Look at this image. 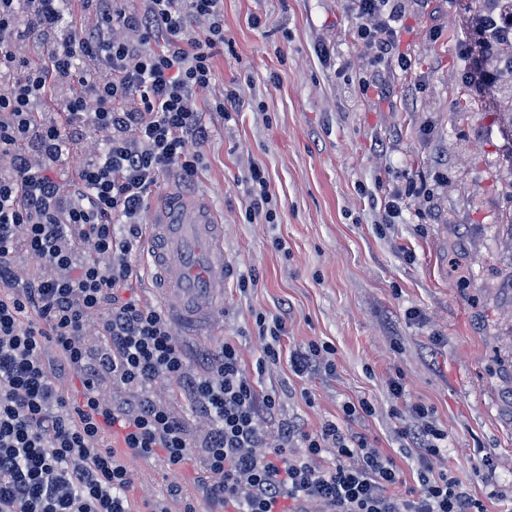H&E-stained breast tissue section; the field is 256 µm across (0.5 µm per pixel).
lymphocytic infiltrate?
<instances>
[{
	"instance_id": "1",
	"label": "lymphocytic infiltrate",
	"mask_w": 512,
	"mask_h": 512,
	"mask_svg": "<svg viewBox=\"0 0 512 512\" xmlns=\"http://www.w3.org/2000/svg\"><path fill=\"white\" fill-rule=\"evenodd\" d=\"M350 2L371 64L409 68L395 54L401 0ZM224 42V0H0V512H135L133 458L165 466V491L142 512H486L435 471L448 432L423 403L393 411L416 453L409 489L357 429L368 400L315 430L283 417L255 373L336 368L322 343L283 351L284 316L257 314L251 372L234 340L187 346L163 310L129 296L150 196L172 171L193 186L212 137L205 112L241 105L233 89L202 101ZM249 172L245 217L273 223L264 169ZM93 316L105 339L94 357ZM67 379L80 390L64 391ZM160 379L204 431L154 395Z\"/></svg>"
}]
</instances>
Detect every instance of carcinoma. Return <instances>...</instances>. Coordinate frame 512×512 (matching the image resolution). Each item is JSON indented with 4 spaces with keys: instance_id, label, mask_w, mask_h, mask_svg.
I'll return each mask as SVG.
<instances>
[{
    "instance_id": "obj_1",
    "label": "carcinoma",
    "mask_w": 512,
    "mask_h": 512,
    "mask_svg": "<svg viewBox=\"0 0 512 512\" xmlns=\"http://www.w3.org/2000/svg\"><path fill=\"white\" fill-rule=\"evenodd\" d=\"M472 27L481 48L483 76L497 90L511 92L503 106V124L512 129V0H493L495 6L483 8L488 0H478Z\"/></svg>"
}]
</instances>
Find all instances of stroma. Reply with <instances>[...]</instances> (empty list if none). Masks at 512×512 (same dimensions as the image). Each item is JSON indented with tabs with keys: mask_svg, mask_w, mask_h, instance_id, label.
Wrapping results in <instances>:
<instances>
[{
	"mask_svg": "<svg viewBox=\"0 0 512 512\" xmlns=\"http://www.w3.org/2000/svg\"><path fill=\"white\" fill-rule=\"evenodd\" d=\"M404 6L399 50L411 66L382 63L389 91L380 96L359 89L367 62L345 0H224L230 46L208 95L233 83L243 106L227 122L208 115L214 133L190 192L212 201L233 277L259 282L244 292L229 285L214 327L175 331L196 346L231 337L251 369L256 315L289 304L283 349L327 342L336 372L301 380L282 365L259 376L261 389L294 388L285 417L316 429L344 401L369 400L366 434L415 485L386 386L403 371L406 400L425 402L448 431L442 468L488 512H512V142L497 91L467 76L471 0ZM253 14L263 27L249 25ZM321 43L330 63L316 55ZM465 99L469 111H458ZM255 160L270 184L272 224L244 218ZM411 182L419 192L401 220L384 223L368 193Z\"/></svg>",
	"mask_w": 512,
	"mask_h": 512,
	"instance_id": "35a3bbf8",
	"label": "stroma"
}]
</instances>
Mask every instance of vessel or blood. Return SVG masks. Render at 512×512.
<instances>
[{"instance_id": "1", "label": "vessel or blood", "mask_w": 512, "mask_h": 512, "mask_svg": "<svg viewBox=\"0 0 512 512\" xmlns=\"http://www.w3.org/2000/svg\"><path fill=\"white\" fill-rule=\"evenodd\" d=\"M139 257L176 322H213L224 305L230 270L224 226L209 203L169 194L156 209Z\"/></svg>"}]
</instances>
